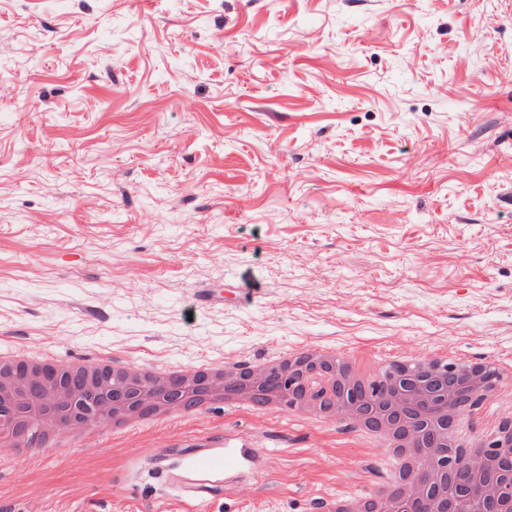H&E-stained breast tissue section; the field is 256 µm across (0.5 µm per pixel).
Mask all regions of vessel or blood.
<instances>
[{"mask_svg":"<svg viewBox=\"0 0 512 512\" xmlns=\"http://www.w3.org/2000/svg\"><path fill=\"white\" fill-rule=\"evenodd\" d=\"M168 453L179 458V490L197 502L205 501L224 478L250 466L254 458L251 444L243 435L221 444L205 441L175 446Z\"/></svg>","mask_w":512,"mask_h":512,"instance_id":"b4317fda","label":"vessel or blood"}]
</instances>
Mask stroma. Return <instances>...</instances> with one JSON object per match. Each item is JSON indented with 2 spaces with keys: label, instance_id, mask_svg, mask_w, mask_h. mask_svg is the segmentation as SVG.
Returning a JSON list of instances; mask_svg holds the SVG:
<instances>
[{
  "label": "stroma",
  "instance_id": "35a3bbf8",
  "mask_svg": "<svg viewBox=\"0 0 512 512\" xmlns=\"http://www.w3.org/2000/svg\"><path fill=\"white\" fill-rule=\"evenodd\" d=\"M313 345L512 363V0H0V351ZM234 433L207 503L159 475ZM385 459L218 407L2 456L0 512H322Z\"/></svg>",
  "mask_w": 512,
  "mask_h": 512
}]
</instances>
